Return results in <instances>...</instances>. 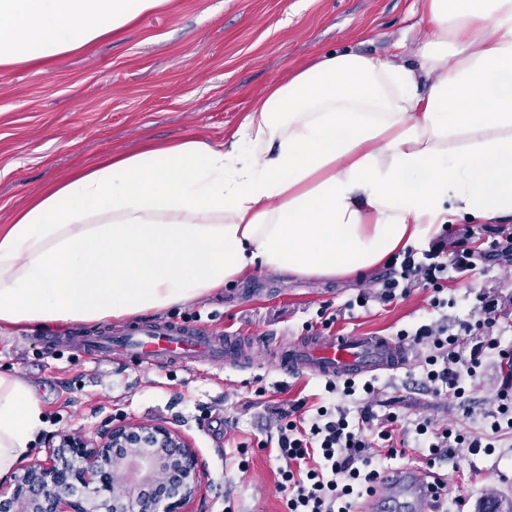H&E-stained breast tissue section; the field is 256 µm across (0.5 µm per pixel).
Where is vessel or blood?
<instances>
[{"label":"vessel or blood","instance_id":"obj_1","mask_svg":"<svg viewBox=\"0 0 512 512\" xmlns=\"http://www.w3.org/2000/svg\"><path fill=\"white\" fill-rule=\"evenodd\" d=\"M84 349L99 359L137 360L146 370L175 364L187 369L202 364L220 368L250 357L244 337L206 326L169 323H145L88 339ZM266 351L275 371L288 377L312 374L328 379H364L380 372H399L410 361V349L401 340L364 333L315 334L291 342L279 339L267 344ZM379 482L380 491L367 503V512H421L442 497L440 485L408 468L385 471Z\"/></svg>","mask_w":512,"mask_h":512}]
</instances>
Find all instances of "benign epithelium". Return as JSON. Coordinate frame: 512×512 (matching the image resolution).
I'll use <instances>...</instances> for the list:
<instances>
[{
	"instance_id": "7a95c632",
	"label": "benign epithelium",
	"mask_w": 512,
	"mask_h": 512,
	"mask_svg": "<svg viewBox=\"0 0 512 512\" xmlns=\"http://www.w3.org/2000/svg\"><path fill=\"white\" fill-rule=\"evenodd\" d=\"M136 470L126 494L112 493V464ZM169 473L163 484L157 474ZM198 455L161 425L115 424L89 438L52 443L47 458L21 468L0 487V512H183L201 489Z\"/></svg>"
}]
</instances>
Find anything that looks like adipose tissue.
Listing matches in <instances>:
<instances>
[{
    "label": "adipose tissue",
    "mask_w": 512,
    "mask_h": 512,
    "mask_svg": "<svg viewBox=\"0 0 512 512\" xmlns=\"http://www.w3.org/2000/svg\"><path fill=\"white\" fill-rule=\"evenodd\" d=\"M168 0H0V66L54 60ZM408 67L329 52L221 143L148 144L50 184L0 226V328L123 321L257 270L365 277L459 220L512 218V0H418ZM45 426L0 372V480Z\"/></svg>",
    "instance_id": "1"
}]
</instances>
